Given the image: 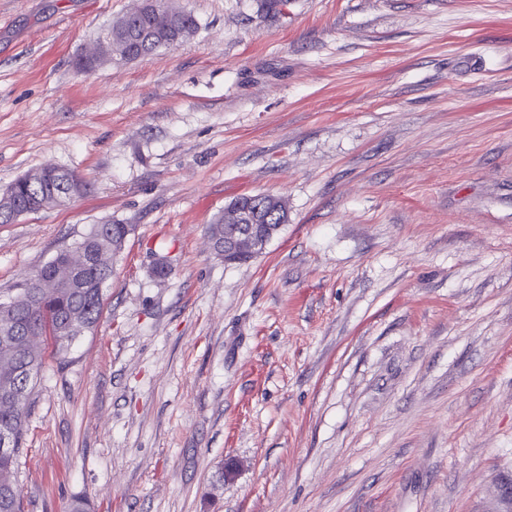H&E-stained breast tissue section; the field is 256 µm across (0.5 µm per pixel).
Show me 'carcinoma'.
Returning a JSON list of instances; mask_svg holds the SVG:
<instances>
[{
  "instance_id": "cac0c4a2",
  "label": "carcinoma",
  "mask_w": 512,
  "mask_h": 512,
  "mask_svg": "<svg viewBox=\"0 0 512 512\" xmlns=\"http://www.w3.org/2000/svg\"><path fill=\"white\" fill-rule=\"evenodd\" d=\"M197 28L195 17L176 0H156L154 7L140 0L112 21L103 42L112 46V55L130 61L175 46ZM86 190V183L74 182L73 173L66 169L55 174L52 181L44 178L42 168H35L33 174L26 173L7 187L8 197L0 195V224L10 221L4 217L7 206L18 205L33 213L64 205ZM238 200L254 224H270L277 232L288 222V212L275 196L242 195ZM128 233L126 224L108 221L92 225L74 246L60 249L27 280L14 299L0 302V433L8 432L13 437L12 447L0 449V512H24L18 490V461L24 451L28 409H14L10 395L22 383L27 392H32L34 379L43 367V351L27 341V331L41 330L52 340L54 354L65 360L71 345L92 331L102 314L104 293L99 284L112 278L114 267L100 266L99 257L103 253L117 255ZM207 233L216 253L224 252V216L208 225ZM59 267L70 278V287L41 293L38 278L51 277Z\"/></svg>"
}]
</instances>
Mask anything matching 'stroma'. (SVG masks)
<instances>
[{"mask_svg":"<svg viewBox=\"0 0 512 512\" xmlns=\"http://www.w3.org/2000/svg\"><path fill=\"white\" fill-rule=\"evenodd\" d=\"M136 2L0 0V191L90 185L0 224V301L130 228L44 352L24 512H503L512 0H179L192 37L80 70ZM242 194L288 222L227 265L205 228ZM42 170L45 169L43 167L32 169L23 175L22 180H15L10 184L3 192L8 194V198L0 195V224H10L8 217L1 220V215L11 210V208L5 210L4 207L18 205L28 208V213H33L44 208L65 205L83 195L87 190L86 183L83 180L80 183H74L72 179L74 173L66 169L56 173L55 176H52L53 173L47 179L42 175ZM31 172H34L33 179L29 177ZM54 178L56 181H50Z\"/></svg>","mask_w":512,"mask_h":512,"instance_id":"35a3bbf8","label":"stroma"}]
</instances>
